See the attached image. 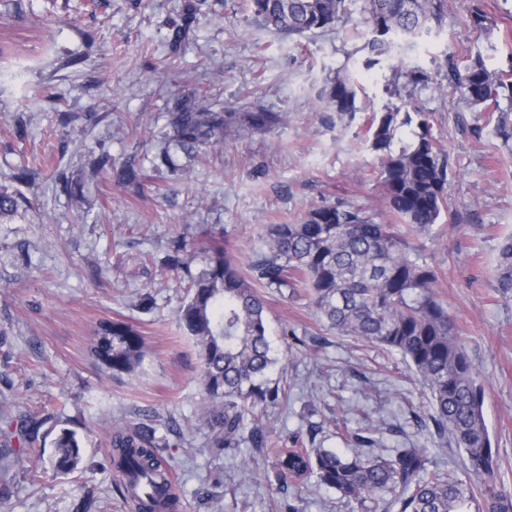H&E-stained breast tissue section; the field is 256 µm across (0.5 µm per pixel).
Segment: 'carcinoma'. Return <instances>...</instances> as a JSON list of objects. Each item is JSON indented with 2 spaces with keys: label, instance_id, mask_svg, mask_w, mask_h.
<instances>
[{
  "label": "carcinoma",
  "instance_id": "cac0c4a2",
  "mask_svg": "<svg viewBox=\"0 0 512 512\" xmlns=\"http://www.w3.org/2000/svg\"><path fill=\"white\" fill-rule=\"evenodd\" d=\"M352 2L246 0L255 22L286 37L332 28ZM447 6V0H361L372 35L365 69L388 52L387 38L416 39L442 25ZM448 81L469 104L496 108L500 98L512 99V62L507 70H492L478 54L461 72L450 60ZM318 97L341 118L357 111V86L348 71L328 73ZM204 98L202 93L178 98L167 114L171 142L188 156L203 148L218 150L229 139L271 131L284 121L281 113L260 108L214 112ZM411 123L410 113H400L395 105L374 114L368 129L370 146L380 153L386 203L406 222L407 232L396 224H379L357 208L320 205L309 208L298 224L265 225L262 247L244 265L229 240L203 231L191 240H172L162 267L187 281L177 319L198 348L202 385L210 399L203 419L213 447L226 453L238 451L246 441L256 449L267 447L264 430L248 426V416L269 400L288 397V391H272L264 382L275 360L260 289L294 293L301 288L336 334L401 355L430 394L431 412L423 427L452 439L465 456L470 477L429 468L423 448L376 455L372 437L352 432L349 455L281 449L275 463L280 486L301 472L362 508L389 492V507L396 512H512V489L494 480L496 457L482 411L484 387L435 291L438 270L419 261L408 239L429 232L448 205L444 150L424 119L411 140L398 138L399 129ZM496 135L512 155V114L499 113ZM53 178L74 202H81L80 187L64 171L55 170ZM189 253L204 262L196 273ZM495 281L502 296H512V236L502 245ZM143 348L132 325L102 320L88 352L99 365L122 374L135 370ZM111 446L112 467L136 512H180V498L164 473L152 429H117ZM55 448L54 471L72 472L80 458L76 432L61 430Z\"/></svg>",
  "mask_w": 512,
  "mask_h": 512
}]
</instances>
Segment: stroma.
Masks as SVG:
<instances>
[{
  "mask_svg": "<svg viewBox=\"0 0 512 512\" xmlns=\"http://www.w3.org/2000/svg\"><path fill=\"white\" fill-rule=\"evenodd\" d=\"M0 0V191L27 205L0 216V447L17 449L36 421L45 460L32 480L26 456L0 472V512H130L110 464L112 427L154 431L182 512H270L274 449L349 453L348 435L370 434L376 453L423 448L432 464L463 475L454 444L419 427L427 399L400 355L322 324L306 297L266 291L275 365L269 387L284 403L258 407L268 452L242 443L213 448L202 422L207 395L192 338L177 322L185 290L161 276L175 233L207 228L239 257L261 244L265 225L295 224L325 203L367 211L386 206L379 162L366 134L372 113L397 103L423 112L448 153V208L420 237L421 258L438 269V292L485 387L484 419L497 452L495 478L512 488V298L495 289L512 235V155L496 136V113L469 105L448 85L445 57L465 67L512 64V0H448L442 28L414 47H392L380 67L368 55L359 6L333 29L284 37L251 18L242 0ZM490 34L467 26L474 7ZM424 68L428 83L390 99L392 69ZM351 71L361 85L357 112L338 119L318 99L326 74ZM206 90L207 106L283 112L279 128L225 142L221 152L175 153L181 169L158 166L175 97ZM70 113L64 124L60 113ZM46 160L34 181L12 174L22 156ZM106 155L109 174L93 162ZM133 166L140 185L118 178ZM83 185L82 205L56 190L53 168ZM133 324L144 338L134 372L112 374L87 353L102 320ZM74 430V473L49 464L61 429ZM304 512H361L316 481L289 487Z\"/></svg>",
  "mask_w": 512,
  "mask_h": 512,
  "instance_id": "stroma-1",
  "label": "stroma"
}]
</instances>
